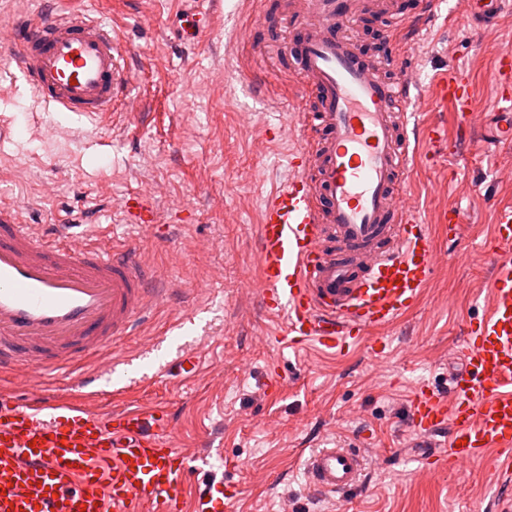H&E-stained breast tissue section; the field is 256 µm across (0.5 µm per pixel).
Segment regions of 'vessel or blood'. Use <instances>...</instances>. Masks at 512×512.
<instances>
[{
    "instance_id": "vessel-or-blood-1",
    "label": "vessel or blood",
    "mask_w": 512,
    "mask_h": 512,
    "mask_svg": "<svg viewBox=\"0 0 512 512\" xmlns=\"http://www.w3.org/2000/svg\"><path fill=\"white\" fill-rule=\"evenodd\" d=\"M472 23L497 24L507 0H466ZM384 12L412 41L391 0H306L288 60L302 78L305 109L281 125L295 137L294 177L264 204L257 226L258 281L265 308L281 322L284 346L315 343L349 354L410 311L434 273L428 227L403 197L411 138L432 146L435 122L419 123L417 73L395 55L367 56L344 31L359 11ZM5 43L34 95L58 112L92 118L131 112L134 78L122 39L81 12L11 23ZM437 106L461 118L476 110L468 78L456 68L436 84ZM492 140L512 143V86L498 97ZM126 222L150 226L144 195L123 205ZM494 239L503 254L485 316L469 326L463 368L447 391L421 389L409 406L424 437L447 431L444 451L427 454L460 467L492 465L512 478V207L499 208ZM151 267L122 246L25 223L0 206V371L35 376L110 350L176 296ZM177 446L171 406L101 412L50 394L0 396V512H236L237 489L191 484L209 466ZM367 457L359 441L326 442L303 458L309 489L347 493L361 483Z\"/></svg>"
}]
</instances>
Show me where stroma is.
<instances>
[{"mask_svg": "<svg viewBox=\"0 0 512 512\" xmlns=\"http://www.w3.org/2000/svg\"><path fill=\"white\" fill-rule=\"evenodd\" d=\"M219 17L191 41L192 0H0V21L80 10L116 28L135 75V111L87 119L55 112L35 99L0 47V204L30 224H69L109 246L134 244L181 302L154 311L134 336L113 342L131 357L120 375L84 395L75 376L104 368L89 356L39 375L35 390L85 399L95 409L169 402L178 445L214 455L205 481L232 482L237 512H493L512 494L490 467L422 475L423 437L410 427L415 390L447 389L459 371L465 328L489 301L496 206L512 205V144L485 146L495 113L497 58L512 49V15L493 28L472 27L461 0L454 17L435 23L400 60L416 68L424 98L435 75L454 65L472 80L477 110L457 143L451 110L426 106L425 120L444 125L436 152L410 147L405 189L429 225L436 262L418 303L383 329L387 347L363 343L348 356L316 347L284 349L277 321L257 288V225L266 196L289 174V141L272 140L288 122L299 79L282 55L295 36L302 0H216ZM255 41L240 33L256 20ZM150 193L157 222L125 223L129 193ZM456 203L465 221L449 258L439 216ZM192 350L198 375L181 383L166 373ZM371 437L362 485L346 495L310 491L297 456L337 438Z\"/></svg>", "mask_w": 512, "mask_h": 512, "instance_id": "35a3bbf8", "label": "stroma"}]
</instances>
